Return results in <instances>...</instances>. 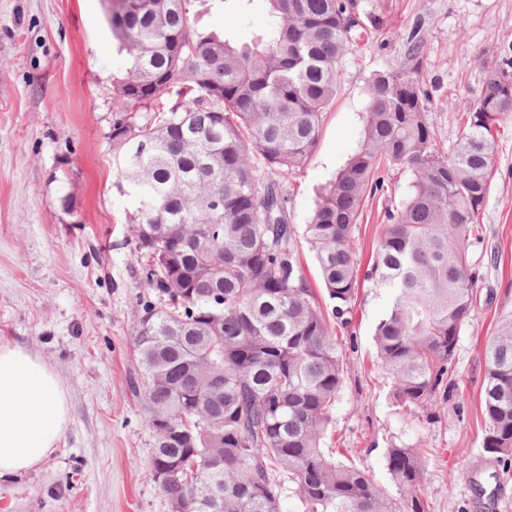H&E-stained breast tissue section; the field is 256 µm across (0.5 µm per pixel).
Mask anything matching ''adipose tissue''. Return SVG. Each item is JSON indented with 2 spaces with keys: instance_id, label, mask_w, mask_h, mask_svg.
<instances>
[{
  "instance_id": "1",
  "label": "adipose tissue",
  "mask_w": 512,
  "mask_h": 512,
  "mask_svg": "<svg viewBox=\"0 0 512 512\" xmlns=\"http://www.w3.org/2000/svg\"><path fill=\"white\" fill-rule=\"evenodd\" d=\"M71 420L68 390L28 348L0 343V478L38 467Z\"/></svg>"
}]
</instances>
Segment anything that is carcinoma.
I'll list each match as a JSON object with an SVG mask.
<instances>
[{"label": "carcinoma", "instance_id": "obj_1", "mask_svg": "<svg viewBox=\"0 0 512 512\" xmlns=\"http://www.w3.org/2000/svg\"><path fill=\"white\" fill-rule=\"evenodd\" d=\"M208 0H103L129 64L113 80L116 187L135 209L136 262L148 295L135 313L132 390L153 433L151 477L169 509L426 512L416 448L386 449L393 497L366 470L323 448L344 382L337 342L299 258L283 181L301 170L340 87L358 30L353 0H267L249 44L197 27ZM370 80L356 153L319 195L304 238L333 317L346 321L358 283L352 229L380 173L412 175L388 213L368 273L389 293L377 356L404 407L434 403L449 373L476 279L470 251L490 191L494 130L512 112L484 82L449 151L436 142L423 90L421 42ZM483 449L512 459V319L484 349Z\"/></svg>", "mask_w": 512, "mask_h": 512}]
</instances>
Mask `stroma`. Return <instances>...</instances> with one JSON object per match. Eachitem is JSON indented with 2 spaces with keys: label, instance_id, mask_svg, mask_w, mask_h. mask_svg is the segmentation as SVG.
Masks as SVG:
<instances>
[{
  "label": "stroma",
  "instance_id": "obj_1",
  "mask_svg": "<svg viewBox=\"0 0 512 512\" xmlns=\"http://www.w3.org/2000/svg\"><path fill=\"white\" fill-rule=\"evenodd\" d=\"M354 2L365 35L344 59L313 155L285 184L288 221L298 228L361 143L372 74L404 63L411 32L424 42L430 119L446 150L488 63L512 54V0ZM265 16V0L243 14L218 4L198 24L246 42ZM126 66L102 0H0V343L23 345L49 364L68 388L72 413L52 456L0 479V512H169L149 474L153 434L131 387V329L145 288L125 222L132 203L113 185L110 139L112 80ZM498 129L482 240L472 247L478 299L435 405L394 401L373 342L388 299L365 275L410 173L365 200L352 232L359 287L347 322L330 323L345 381L327 447L391 494L386 449H420L428 512H512V471L482 449V352L512 317V115Z\"/></svg>",
  "mask_w": 512,
  "mask_h": 512
}]
</instances>
